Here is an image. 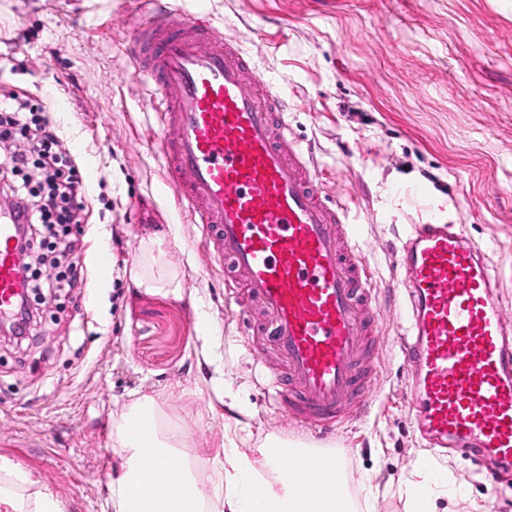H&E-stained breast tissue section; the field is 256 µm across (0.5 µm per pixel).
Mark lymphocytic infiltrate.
Here are the masks:
<instances>
[{"instance_id":"lymphocytic-infiltrate-1","label":"lymphocytic infiltrate","mask_w":512,"mask_h":512,"mask_svg":"<svg viewBox=\"0 0 512 512\" xmlns=\"http://www.w3.org/2000/svg\"><path fill=\"white\" fill-rule=\"evenodd\" d=\"M25 143L0 163V196L16 228V250L25 293L15 335H28L32 299L61 294L84 281L86 270L72 241L70 225L80 223L88 186L69 148L60 140L43 107L16 95L0 97V142ZM49 264L45 275L40 264Z\"/></svg>"}]
</instances>
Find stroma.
Instances as JSON below:
<instances>
[{
    "instance_id": "35a3bbf8",
    "label": "stroma",
    "mask_w": 512,
    "mask_h": 512,
    "mask_svg": "<svg viewBox=\"0 0 512 512\" xmlns=\"http://www.w3.org/2000/svg\"><path fill=\"white\" fill-rule=\"evenodd\" d=\"M205 10L292 104L325 191L363 226L375 347L372 382L314 438L272 401L264 370L284 365L258 332L240 275L215 266L197 225L164 191L161 129L121 46L146 18L132 0H0V94L43 102L90 193L70 238L82 287L41 304L32 334L0 345V457L67 512H113L123 458L117 424L150 395L210 473L236 446L337 452L361 512H406L404 479L430 457L435 512H512V467L433 452L413 424L401 352L395 253L408 225L463 221L487 250L512 322V0H176ZM427 184V197L412 194ZM165 231L172 287H136L141 241Z\"/></svg>"
}]
</instances>
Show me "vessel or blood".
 Wrapping results in <instances>:
<instances>
[{
    "label": "vessel or blood",
    "instance_id": "obj_1",
    "mask_svg": "<svg viewBox=\"0 0 512 512\" xmlns=\"http://www.w3.org/2000/svg\"><path fill=\"white\" fill-rule=\"evenodd\" d=\"M149 20L125 44L164 132L165 185L188 209L217 262L244 274L287 368L293 417L335 422L365 382L353 362L376 307L368 257L348 209L324 193L288 123V102L208 16L147 0ZM395 262L411 324L403 353L417 366L411 407L430 445L477 438L512 461V333L487 254L465 224L411 225ZM14 227L0 224V316L23 293ZM269 459L295 499L329 493L318 478L336 455L289 451Z\"/></svg>",
    "mask_w": 512,
    "mask_h": 512
}]
</instances>
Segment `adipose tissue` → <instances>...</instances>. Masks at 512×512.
<instances>
[{
	"label": "adipose tissue",
	"instance_id": "adipose-tissue-1",
	"mask_svg": "<svg viewBox=\"0 0 512 512\" xmlns=\"http://www.w3.org/2000/svg\"><path fill=\"white\" fill-rule=\"evenodd\" d=\"M182 428L169 425L153 397L134 403L117 427L116 443L124 453L122 471L111 483L115 512H324L317 505L295 500L287 484L260 477L247 455L237 448L224 451L223 470L209 484H202L188 461L176 471L160 467L143 475L144 449L172 458L184 444ZM181 495L169 496L170 485ZM0 512H64L50 492L34 488L19 464L0 459Z\"/></svg>",
	"mask_w": 512,
	"mask_h": 512
}]
</instances>
